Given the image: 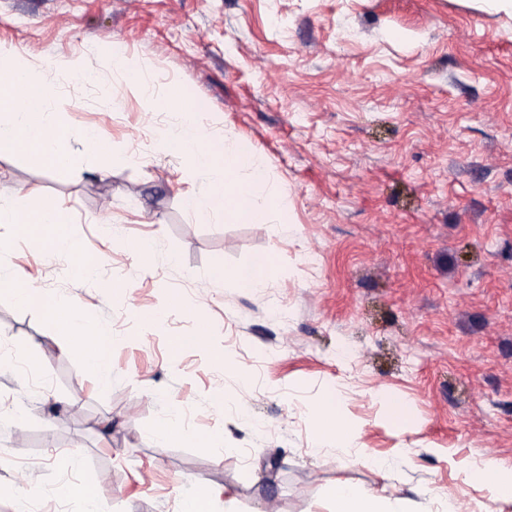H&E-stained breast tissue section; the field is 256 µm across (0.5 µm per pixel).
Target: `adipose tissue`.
<instances>
[{
  "instance_id": "obj_1",
  "label": "adipose tissue",
  "mask_w": 512,
  "mask_h": 512,
  "mask_svg": "<svg viewBox=\"0 0 512 512\" xmlns=\"http://www.w3.org/2000/svg\"><path fill=\"white\" fill-rule=\"evenodd\" d=\"M55 97V88L40 70L29 65L15 52L0 48V158L18 152L42 166L59 168L70 159L68 133L57 125L47 107ZM165 151L188 157L197 178L208 189L206 198L187 191V209L204 216L219 215L228 220H247L257 226L272 223L279 210L274 194L258 195L265 182L262 159L244 142L236 139H206L197 124L189 120L176 123L160 143ZM71 216L58 202L40 199L21 209L0 203V227H15L43 236L48 245L74 256L73 271L89 273L90 265L79 262L81 244L70 232ZM0 288L13 289L25 305L41 308L47 319L65 316L73 341L91 338L97 353L91 362L99 385L112 380V329L106 323L91 322L86 312L62 299L46 298L42 286L33 279L22 282L0 276ZM344 397L336 388L325 400L322 410L324 429L313 441L311 455L318 460L354 461L362 457L357 432L338 415ZM463 481L485 486L491 500L512 501V465L493 456H477L462 468ZM331 512H410L398 489L380 491L348 482L337 484L332 495Z\"/></svg>"
}]
</instances>
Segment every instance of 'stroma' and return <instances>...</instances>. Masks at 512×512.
Wrapping results in <instances>:
<instances>
[{
    "mask_svg": "<svg viewBox=\"0 0 512 512\" xmlns=\"http://www.w3.org/2000/svg\"><path fill=\"white\" fill-rule=\"evenodd\" d=\"M92 40L122 46L153 98L85 52ZM0 46L45 70L72 153L65 168L0 159V200L63 202L99 257L78 278L43 238L0 228V270L115 338L101 388L91 342L64 346L65 322L0 289V512L24 495L36 512H74L55 494L68 481L101 512H178L191 493L211 512L228 495L239 512H328L339 482L393 483L412 512L460 497L512 512L458 474L477 455L512 463V17L470 0H0ZM75 52L93 82L50 68ZM183 118L262 157L274 223L185 208L192 169L158 148ZM89 127L111 170L85 146ZM261 254L274 262L262 291L207 277ZM198 334L207 346L173 345ZM340 381L368 454L407 445L391 472L310 456ZM169 407L182 419L160 445L149 431ZM62 454L79 469L59 470Z\"/></svg>",
    "mask_w": 512,
    "mask_h": 512,
    "instance_id": "stroma-1",
    "label": "stroma"
}]
</instances>
